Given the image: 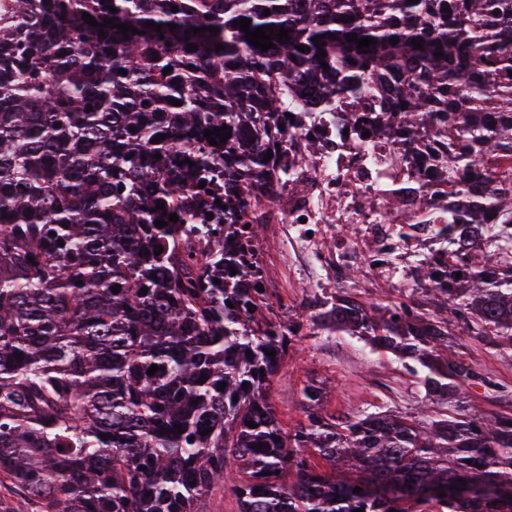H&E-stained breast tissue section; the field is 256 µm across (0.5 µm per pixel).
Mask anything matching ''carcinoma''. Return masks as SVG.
<instances>
[{
  "mask_svg": "<svg viewBox=\"0 0 512 512\" xmlns=\"http://www.w3.org/2000/svg\"><path fill=\"white\" fill-rule=\"evenodd\" d=\"M242 18L273 30L274 47L250 44ZM351 33L377 44L362 53ZM511 71L512 0H9L0 501L18 495L26 512H205L208 494L229 485L239 512H512V413L469 408L459 383L486 378L447 354L454 331L512 346ZM290 89L356 138L390 140L403 163L426 144L441 150L448 207L467 209L466 223L438 227L448 268L418 267L431 308L339 288L271 318L268 291L252 287L256 212L288 168L324 149L318 138L292 144ZM368 92L370 116L338 112V100ZM224 126L230 138L210 145L205 130ZM221 180V203L202 199ZM189 208L223 223L169 220ZM366 208L406 223L372 196ZM489 209L498 223H485ZM305 328L401 355L423 371L427 395L454 409L342 420L308 383L306 422L284 430L270 386ZM461 479L474 495L458 493Z\"/></svg>",
  "mask_w": 512,
  "mask_h": 512,
  "instance_id": "cac0c4a2",
  "label": "carcinoma"
}]
</instances>
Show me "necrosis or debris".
I'll list each match as a JSON object with an SVG mask.
<instances>
[{
  "label": "necrosis or debris",
  "mask_w": 512,
  "mask_h": 512,
  "mask_svg": "<svg viewBox=\"0 0 512 512\" xmlns=\"http://www.w3.org/2000/svg\"><path fill=\"white\" fill-rule=\"evenodd\" d=\"M299 124L314 130L328 147L309 167L291 171L289 180L280 183L264 200L268 221L287 226L290 239L314 269L323 265L322 257L314 252L315 238L330 224H364L374 238L395 244L393 226L382 223L377 214L359 202L360 197H379L384 192L386 145L370 139L339 152L334 147L337 131L333 118L313 111L301 115ZM434 169L430 160L412 167L408 190L399 201L408 216L438 212L441 198L435 193ZM296 179L307 184V193L293 194L291 187Z\"/></svg>",
  "instance_id": "necrosis-or-debris-1"
}]
</instances>
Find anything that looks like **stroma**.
<instances>
[{
	"label": "stroma",
	"instance_id": "obj_1",
	"mask_svg": "<svg viewBox=\"0 0 512 512\" xmlns=\"http://www.w3.org/2000/svg\"><path fill=\"white\" fill-rule=\"evenodd\" d=\"M368 240L360 224H340L324 234L321 247L335 257L336 264L325 267L316 278L297 255L287 229L279 224L267 225L260 242L259 263L275 314L284 319L302 313L317 296L339 288L385 303L402 301L401 291L414 287L413 274L430 251V244L406 236L391 255L387 272L379 274L365 260ZM352 269L356 277L345 279V272ZM448 357L472 365L487 377L484 385H460L475 409L512 413V350L463 336L449 348ZM312 381L325 385V411L342 417L385 411L412 417L425 397L421 372L409 370L391 352L347 335L307 336L289 349L288 362L271 387L270 397L285 430H293L302 421L301 390Z\"/></svg>",
	"mask_w": 512,
	"mask_h": 512
}]
</instances>
